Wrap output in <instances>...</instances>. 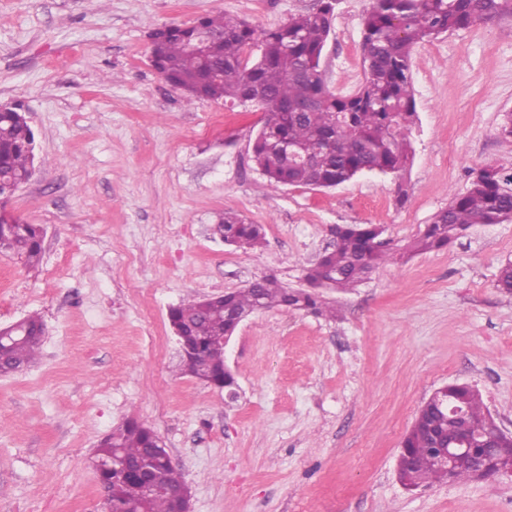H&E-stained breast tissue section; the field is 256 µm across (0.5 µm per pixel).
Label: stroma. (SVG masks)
Listing matches in <instances>:
<instances>
[{
    "instance_id": "1",
    "label": "stroma",
    "mask_w": 512,
    "mask_h": 512,
    "mask_svg": "<svg viewBox=\"0 0 512 512\" xmlns=\"http://www.w3.org/2000/svg\"><path fill=\"white\" fill-rule=\"evenodd\" d=\"M371 0H339L322 68L354 93ZM318 0H0V105L36 136L32 179L5 212L45 230L40 265L0 254V326L38 314L39 361L0 377V512H103L89 460L127 418L162 438L192 512H512V478L406 489L402 440L442 386L477 388L512 432V223L321 289L333 315L263 310L225 349L237 397L187 375L168 312L181 301L303 271L336 224H378L403 248L469 174L512 171V15L417 46L418 119L405 201L365 175L332 189L271 187L252 161L257 107L186 102L149 61L153 28L206 14L268 29ZM263 225L257 249L211 228Z\"/></svg>"
}]
</instances>
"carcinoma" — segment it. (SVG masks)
I'll use <instances>...</instances> for the list:
<instances>
[{"label": "carcinoma", "instance_id": "cac0c4a2", "mask_svg": "<svg viewBox=\"0 0 512 512\" xmlns=\"http://www.w3.org/2000/svg\"><path fill=\"white\" fill-rule=\"evenodd\" d=\"M336 0H320V7L298 14L274 28L253 26L222 15H204L191 25H165L152 32L154 68L187 100H232L254 103L266 119L252 149V160L271 186L319 184L335 188L363 174L397 181L399 197L406 196L400 179L412 164L410 140L416 118L412 52L424 42L477 23L512 14V0H373L362 22L364 82L352 95L338 97L325 82L321 60L331 33ZM201 32L211 34L204 55L189 50ZM288 143L308 159L304 165L289 160L281 146ZM35 136L26 116L15 108L0 107V197L23 185L35 162ZM512 222V175L496 165L471 172L466 190L438 212L408 253L439 250L476 224ZM332 249L307 269L305 278L317 287L347 289L370 278L396 259L381 241L384 228L375 224H336ZM214 233L239 248L263 243L260 224H248L239 215L224 212ZM44 230L12 216H0V253L17 255L30 265L40 263ZM496 288L512 294V261L499 269ZM323 313V300L312 292L281 286L266 276L252 288L187 300L169 310L171 328L201 360L204 383L230 384L224 351L213 339L234 333L238 315L255 306ZM46 328L32 314L16 323L10 335L0 337V376L19 372L38 357ZM448 401L459 403L469 424L484 419L479 392L464 384L448 385ZM448 428V413L435 404H423L403 439L412 449L409 479L423 483H459L472 480L468 456H459L444 471L433 447L423 444L430 425ZM157 434L136 420H126L99 443L97 454L109 468L98 478L110 491L111 504L130 512H172L167 497L147 496L141 476L155 472L165 483L182 479L160 455L151 451Z\"/></svg>", "mask_w": 512, "mask_h": 512}]
</instances>
